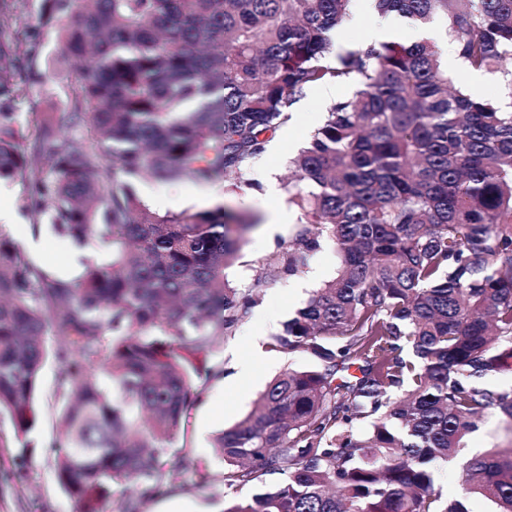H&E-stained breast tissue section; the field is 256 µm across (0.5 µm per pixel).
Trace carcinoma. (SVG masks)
I'll return each instance as SVG.
<instances>
[{
  "mask_svg": "<svg viewBox=\"0 0 512 512\" xmlns=\"http://www.w3.org/2000/svg\"><path fill=\"white\" fill-rule=\"evenodd\" d=\"M382 16L442 20L465 68L512 58V0H372ZM352 0H44L64 14L67 57L86 79L63 112L21 133L1 111L22 93L35 32L0 0V180L55 234L106 257L74 279L37 265L0 225V416L39 424L40 371L61 368L52 445L79 512L119 487L162 494L210 472L171 455L223 370L216 338L237 335L258 295L305 273L321 241L336 276L313 290L272 348L313 367L275 377L214 440L224 512H469L479 495L512 512V445L472 458L459 499L434 465L490 412L512 424V389L480 383L512 359V104L474 99L433 42L332 55ZM351 84L290 159L299 213L287 245L246 288L244 214L156 215L134 183L214 185L242 177L317 84ZM353 365L361 376L337 382ZM278 472L282 483L264 476ZM245 487L257 489L239 496Z\"/></svg>",
  "mask_w": 512,
  "mask_h": 512,
  "instance_id": "1",
  "label": "carcinoma"
}]
</instances>
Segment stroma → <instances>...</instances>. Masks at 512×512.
I'll return each instance as SVG.
<instances>
[{
	"label": "stroma",
	"instance_id": "obj_1",
	"mask_svg": "<svg viewBox=\"0 0 512 512\" xmlns=\"http://www.w3.org/2000/svg\"><path fill=\"white\" fill-rule=\"evenodd\" d=\"M42 0H22L14 24L19 28L39 27V53L33 69L23 71L19 81L25 88L24 96L13 105L14 120L21 129H29L32 118L42 112L64 109L77 90L82 74L75 63L67 61L61 42V31L66 23L59 17L43 22ZM326 99L313 95L296 104L285 133H272L262 154V167L273 173L279 192L267 194L265 185L255 170H248L238 187L228 185L199 186L192 183L161 185L149 180L137 186L141 203L151 206L155 214L195 213L224 208L259 218L260 224L243 236L242 258L239 264L226 269L227 278L238 286L250 284L252 268L274 252L278 245L288 241L292 225L269 227L266 218L270 211L289 207L290 185L288 161L304 145L322 118ZM5 203L17 214L15 224L7 229L10 237L22 247L31 241L44 243L35 260L51 267L59 276L71 278L81 269L80 260L99 255L95 245L78 246L58 238L47 224L46 217H33L22 212L19 200L23 194L22 182L9 183ZM159 197L173 199V206H156ZM336 252L330 242H322L306 272L283 279L264 289L252 310V315L237 336L218 338L215 361L222 364L224 375L213 380L203 403L192 413L191 429L185 445H174L173 452L194 461L205 462L212 473H220L223 463L212 448L214 435L233 426L248 414L255 400L267 384L288 367H307L311 358L303 353L288 355L272 349L268 344L272 335L282 329L285 321L304 305L311 290L336 275ZM262 348L261 360H254L255 348ZM254 360L252 374L241 380L237 391L224 389V380L236 372V365ZM60 367L47 361L40 378L39 426L27 441L14 439L9 420H0V434L11 437L9 447H0V512H79L77 503L60 486L49 446L60 431V405L56 393ZM512 443L508 430L499 415L486 416L477 431L469 434L463 448L448 461L438 466L437 486L445 501H452L459 490L458 478L463 465L489 448ZM224 488L220 482L210 485H176L158 498H143L133 490L115 493L102 506V512H222Z\"/></svg>",
	"mask_w": 512,
	"mask_h": 512
}]
</instances>
